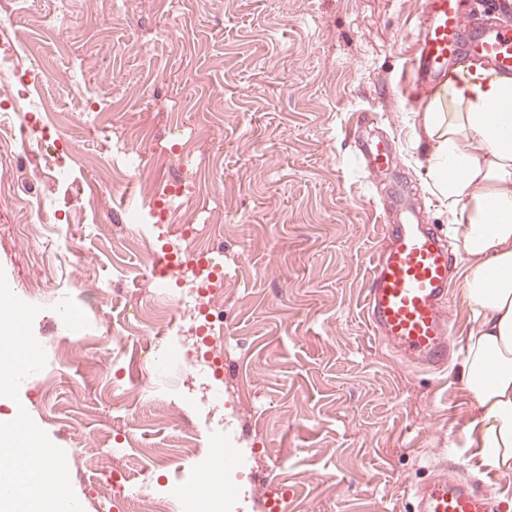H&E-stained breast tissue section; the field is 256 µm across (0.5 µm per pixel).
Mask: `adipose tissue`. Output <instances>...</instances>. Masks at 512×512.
I'll use <instances>...</instances> for the list:
<instances>
[{
	"mask_svg": "<svg viewBox=\"0 0 512 512\" xmlns=\"http://www.w3.org/2000/svg\"><path fill=\"white\" fill-rule=\"evenodd\" d=\"M448 109L422 127L432 142L425 177L448 202L467 310L461 377L477 416L468 432L485 463L512 473V77L452 82Z\"/></svg>",
	"mask_w": 512,
	"mask_h": 512,
	"instance_id": "adipose-tissue-1",
	"label": "adipose tissue"
}]
</instances>
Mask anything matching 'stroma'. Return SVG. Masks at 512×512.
I'll use <instances>...</instances> for the list:
<instances>
[{"label": "stroma", "instance_id": "stroma-1", "mask_svg": "<svg viewBox=\"0 0 512 512\" xmlns=\"http://www.w3.org/2000/svg\"><path fill=\"white\" fill-rule=\"evenodd\" d=\"M424 2L0 0L23 96L10 122L27 137L0 131V270L44 310L46 365L19 398L64 451L83 512H126L122 486L155 452V487L196 480L220 439L247 459L240 512L283 488L288 512H412L411 488L444 461L512 512V479L467 441L460 361L401 364L364 318L392 186L451 223L423 177L428 98L409 82ZM363 111L377 121L359 130ZM378 139L396 163L371 174L358 148ZM102 150L139 210L99 181ZM177 171L187 193L154 223L142 189ZM190 239L223 251L220 434L193 368L164 387L152 369L151 315L176 313L181 285L152 276L141 243ZM61 291L85 307L81 344L54 313Z\"/></svg>", "mask_w": 512, "mask_h": 512}]
</instances>
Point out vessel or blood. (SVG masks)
Returning a JSON list of instances; mask_svg holds the SVG:
<instances>
[{
	"mask_svg": "<svg viewBox=\"0 0 512 512\" xmlns=\"http://www.w3.org/2000/svg\"><path fill=\"white\" fill-rule=\"evenodd\" d=\"M486 60L491 74H512V29H471L461 0H426L410 72L416 89H441L469 58ZM370 173L389 170L386 140L360 147ZM447 240L439 227L423 224L419 211L400 207L383 226L365 296L364 317L373 336L401 361L436 372L455 352L445 309L452 273ZM413 512H493L489 497L472 483L435 469L411 491Z\"/></svg>",
	"mask_w": 512,
	"mask_h": 512,
	"instance_id": "obj_1",
	"label": "vessel or blood"
}]
</instances>
